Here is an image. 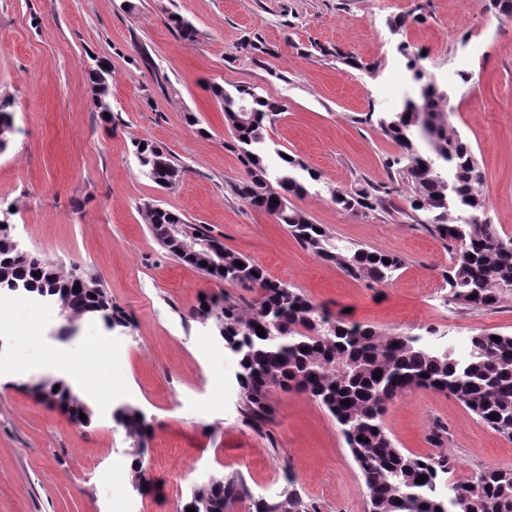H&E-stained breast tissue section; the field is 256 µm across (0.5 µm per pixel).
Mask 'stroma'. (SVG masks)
<instances>
[{
  "mask_svg": "<svg viewBox=\"0 0 512 512\" xmlns=\"http://www.w3.org/2000/svg\"><path fill=\"white\" fill-rule=\"evenodd\" d=\"M420 3L423 22L392 28ZM172 13L194 24L196 41L170 28ZM255 36L267 53L241 50ZM313 43L320 52H310ZM403 43L425 51L427 69L447 86L449 127L484 171L479 191L491 222L512 235V19L499 18L489 0H0V95L14 101L15 127L0 151V222L60 272L77 266L93 274L131 321L113 329L81 319L68 334L58 309L39 315L34 299L0 292V316L30 337L21 346L0 337V512H182L192 487L215 476L248 490L228 512H255V500L292 490L320 512H368L363 478L316 401L278 389L267 432L243 421L237 360L190 314L205 296L251 294L171 255L142 206L206 226L272 278L380 332L442 338L460 354L474 334L512 333V294L475 314L448 305L441 273L450 254L400 214L407 182H398L391 214L355 216L332 201L334 190L390 179L385 161L399 148L362 115L400 111L417 94L397 50ZM334 47L377 63V72L348 66L331 55ZM98 59L112 66L108 123L90 105L88 69ZM462 71L472 75L468 84ZM214 84L249 86L285 103L268 130L269 164L282 151L317 171L295 206L342 244L401 256L405 265L390 283L348 276L234 198L230 186L243 167L227 148ZM142 138L184 168L175 187L141 173L133 144ZM92 347L100 367L82 389L95 412L90 426L23 389L60 365H83ZM121 404L152 425L141 479L128 466L131 441L112 419ZM436 423L448 430L442 451L456 464L454 480L512 470V440L451 395L416 388L383 416L396 446L416 455L432 452ZM104 471L111 482L100 480Z\"/></svg>",
  "mask_w": 512,
  "mask_h": 512,
  "instance_id": "stroma-1",
  "label": "stroma"
}]
</instances>
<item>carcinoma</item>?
<instances>
[{
	"label": "carcinoma",
	"mask_w": 512,
	"mask_h": 512,
	"mask_svg": "<svg viewBox=\"0 0 512 512\" xmlns=\"http://www.w3.org/2000/svg\"><path fill=\"white\" fill-rule=\"evenodd\" d=\"M169 23L183 40L196 41L197 30L188 20L172 15ZM312 48L353 68L377 71V64L364 65L337 48L330 51L317 44ZM400 51L413 80L426 87L421 110L414 111L406 101L400 111L378 116L377 123L400 149L386 166L397 168L411 187L410 210L398 207L395 184L387 182L366 181L347 192L338 190L332 200L347 213L393 211L427 226L451 253V265L442 272L448 303L479 313L496 307L512 292V237L502 235L488 218L486 200L479 194L484 171L470 143L448 132V99L433 89L424 73L425 56L405 44ZM89 80L92 110L102 116L112 113L111 68L96 61ZM211 91L224 109L230 146L244 168V175L231 185L238 200L274 217L306 249L352 277L385 284L403 268L404 259L398 255L339 244L327 232L315 231V225L290 206V198L307 193L305 183L292 171H306L313 181L319 175L296 159L281 158L277 169L267 162L262 144L268 125L284 111L282 101L245 86L229 93L214 84ZM13 106V99L0 96V151L14 133ZM134 147L145 177L166 188L181 181L183 170L168 151L147 139ZM143 210L155 238L170 254L252 293L247 314L230 297L205 299L192 313L193 319L209 325L230 344L238 360V406L247 424L259 429L270 421L272 391H299L336 420L364 479L369 512H512V471L486 469L466 483L455 482L454 460L442 453L405 452L383 426L389 404L413 388H430L452 395L493 431L512 439V334L500 333L496 342L490 332L477 333L470 337L467 355L459 356L446 343H432L408 332L384 334L369 324L347 322L238 253L224 251L225 271L210 270L201 265L203 259L182 252L175 241L157 232L159 225L185 220L157 205L146 204ZM0 258L5 261L0 272L23 291L67 303L69 320L94 312L113 328L128 327L125 311L99 280L79 268L64 276L31 253H19L5 236L0 237ZM386 259L390 263H384ZM239 262L244 266H237ZM258 327L265 336L258 335ZM26 388L75 420L85 415L82 425L91 424L92 411L65 380L42 378ZM113 420L133 440V459L142 460L151 432L145 415L122 405L113 412ZM420 475L426 476L422 484L416 482ZM245 493L237 481L219 477L195 486L188 507L195 512H225ZM254 505L255 512H319L317 503L294 492L282 500L259 499Z\"/></svg>",
	"instance_id": "carcinoma-1"
}]
</instances>
